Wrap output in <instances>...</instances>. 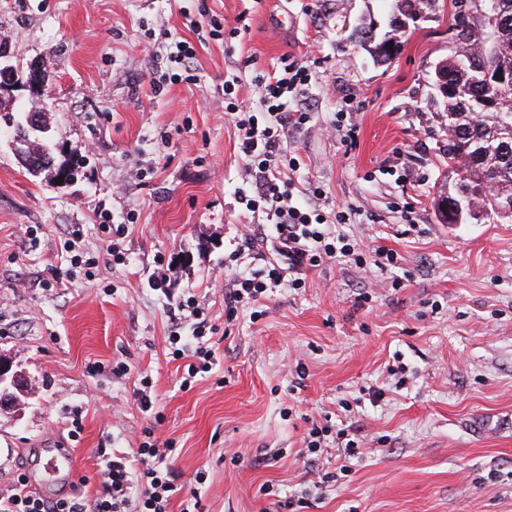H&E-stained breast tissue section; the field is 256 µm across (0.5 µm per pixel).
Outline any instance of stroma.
Listing matches in <instances>:
<instances>
[{
  "label": "stroma",
  "instance_id": "35a3bbf8",
  "mask_svg": "<svg viewBox=\"0 0 512 512\" xmlns=\"http://www.w3.org/2000/svg\"><path fill=\"white\" fill-rule=\"evenodd\" d=\"M391 3L0 0L13 63L47 75L53 155L82 165L58 184L0 141V362L27 384L0 410V448L11 451L0 488L23 472L45 498L79 482L95 496L101 449L132 452L158 411L157 434L176 448L169 463L185 488H199L203 512H512V222H439L435 201L456 175L432 76L456 49L454 9L439 0L398 33ZM203 9L244 21L246 33L230 48L203 39ZM363 26L378 42L397 37L392 60L358 42ZM167 30L194 43L199 78L158 92L144 44ZM284 55L306 62L316 104L288 140L303 161L296 184L319 183L330 207H353L357 223L339 232L397 261L325 262L306 272V287L271 293L258 319L244 309L228 325L226 276L252 264L224 269L250 226L219 86L238 74L239 100L256 102L253 72ZM340 112L354 142L330 130ZM406 169L414 177L404 185ZM103 210L118 222L136 216L125 263L106 253ZM75 231L92 267L71 265L62 247ZM162 263L172 267L164 292L148 285ZM186 295L221 331L208 338L217 365L185 388L168 336L171 305ZM119 362L126 373H113ZM144 378L150 413L134 396ZM316 426L328 432L309 463L300 451ZM349 438L360 453L344 471L337 449ZM69 447L75 482L46 476L48 449ZM264 484L273 495L260 494ZM298 498L305 507L290 508Z\"/></svg>",
  "mask_w": 512,
  "mask_h": 512
}]
</instances>
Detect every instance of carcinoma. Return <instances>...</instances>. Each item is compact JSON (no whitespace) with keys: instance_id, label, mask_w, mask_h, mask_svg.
<instances>
[{"instance_id":"obj_1","label":"carcinoma","mask_w":512,"mask_h":512,"mask_svg":"<svg viewBox=\"0 0 512 512\" xmlns=\"http://www.w3.org/2000/svg\"><path fill=\"white\" fill-rule=\"evenodd\" d=\"M436 0H393V10L408 17ZM507 22L488 23L473 11L454 14L458 50L438 62L448 72V93L439 94L447 109L448 166L458 176L456 194L465 210L475 209L512 220L498 208L512 203V153L499 151L504 123L512 124V84L489 85L503 59L512 60V0H501Z\"/></svg>"}]
</instances>
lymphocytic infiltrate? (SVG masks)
I'll use <instances>...</instances> for the list:
<instances>
[{
	"label": "lymphocytic infiltrate",
	"mask_w": 512,
	"mask_h": 512,
	"mask_svg": "<svg viewBox=\"0 0 512 512\" xmlns=\"http://www.w3.org/2000/svg\"><path fill=\"white\" fill-rule=\"evenodd\" d=\"M169 67L158 85L196 80V51L186 40H177L167 55ZM253 82L261 90L258 108L239 106L235 94L237 77L221 85L224 112L238 131L239 151L249 188L240 192L252 223L275 252V259L259 263L251 273L233 279L224 294L226 320L237 319L244 306L266 298L273 289L305 287L301 273L338 260L362 264L366 250L356 239L330 235L324 214L327 196L316 183L296 186L292 175L301 167L297 152L288 150L290 132L309 122V105L299 96L310 81L309 68L291 56H283L274 72H256ZM155 426L142 431L143 442L134 455L107 459L101 476V490L90 502L68 497L47 499L29 494L27 476L18 473L12 484L0 491V512H169L172 497L180 492L178 476L167 463L173 453L172 441H159ZM140 485L137 504H130L127 491Z\"/></svg>",
	"instance_id": "f902f5d3"
}]
</instances>
